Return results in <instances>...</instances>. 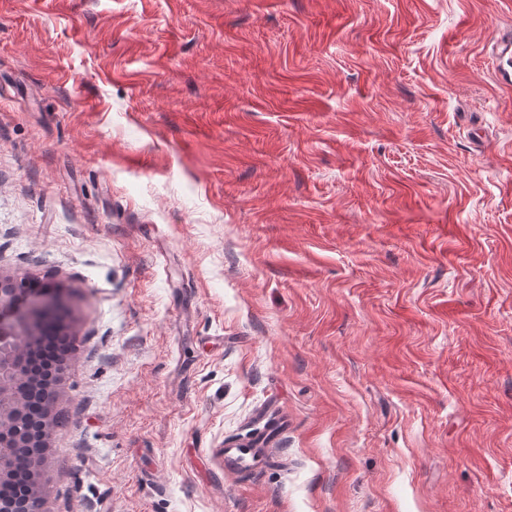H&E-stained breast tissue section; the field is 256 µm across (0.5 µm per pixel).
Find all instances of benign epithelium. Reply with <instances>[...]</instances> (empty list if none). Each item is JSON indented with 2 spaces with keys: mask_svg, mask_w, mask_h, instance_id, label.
<instances>
[{
  "mask_svg": "<svg viewBox=\"0 0 512 512\" xmlns=\"http://www.w3.org/2000/svg\"><path fill=\"white\" fill-rule=\"evenodd\" d=\"M65 310L64 289L48 285L33 290L25 277L0 274V485L13 480L16 456L33 455L36 461L31 498L0 497V512H46L40 465L54 427L55 392L63 368L47 384L29 372L28 357L38 336L36 326ZM47 390L45 414L35 418L29 412V396Z\"/></svg>",
  "mask_w": 512,
  "mask_h": 512,
  "instance_id": "benign-epithelium-1",
  "label": "benign epithelium"
}]
</instances>
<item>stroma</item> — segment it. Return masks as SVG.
<instances>
[{"label":"stroma","instance_id":"35a3bbf8","mask_svg":"<svg viewBox=\"0 0 512 512\" xmlns=\"http://www.w3.org/2000/svg\"><path fill=\"white\" fill-rule=\"evenodd\" d=\"M503 34L512 0H0V273L71 309L48 512H512Z\"/></svg>","mask_w":512,"mask_h":512}]
</instances>
